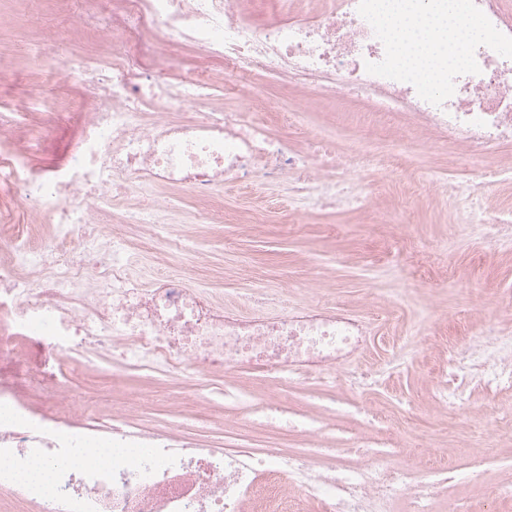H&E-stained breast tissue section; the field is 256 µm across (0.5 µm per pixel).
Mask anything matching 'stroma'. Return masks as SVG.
<instances>
[{
	"label": "stroma",
	"instance_id": "35a3bbf8",
	"mask_svg": "<svg viewBox=\"0 0 512 512\" xmlns=\"http://www.w3.org/2000/svg\"><path fill=\"white\" fill-rule=\"evenodd\" d=\"M73 8L72 0H41L35 23L27 18V0H0V60L9 64L0 75V111L25 113L33 96L54 91L78 95L74 85L46 86L37 55H14L17 44L37 45L44 27ZM216 101L251 113L295 150L324 129L336 131L343 153L354 138L398 147V155L365 168L361 190L368 207L301 211L289 202L287 184H228L219 196L223 222L167 227L193 254L187 266L203 286L227 295L287 287L298 307L347 311L371 322L367 343L337 365L331 381L311 368L284 380L239 367L225 374L217 396L204 378L79 372L77 394L89 405L117 410L134 398L144 402L131 419L141 428L178 427L206 448L302 452L319 469L335 468L329 449L355 441L387 459L401 448L419 483L449 471L433 512H512V391L467 389L465 409L456 410L434 387L454 346L491 325L512 332V249L458 225L442 190L448 180L472 179L480 167L512 161V144L477 162L452 164L441 138L421 143L399 116L371 123L372 104L346 96L319 102L304 125H292L296 91L256 74L221 88ZM80 136L77 121L62 119L23 145L35 165L50 168L66 161ZM23 358L21 369L7 359L0 368L15 371L21 388L54 386L56 359L42 341H26ZM379 364L386 370L372 389L349 385L355 371ZM271 405L289 428L260 426L262 410Z\"/></svg>",
	"mask_w": 512,
	"mask_h": 512
}]
</instances>
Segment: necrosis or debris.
<instances>
[{
	"instance_id": "4bbe7bcc",
	"label": "necrosis or debris",
	"mask_w": 512,
	"mask_h": 512,
	"mask_svg": "<svg viewBox=\"0 0 512 512\" xmlns=\"http://www.w3.org/2000/svg\"><path fill=\"white\" fill-rule=\"evenodd\" d=\"M75 2L62 32L46 31L41 55L50 83L84 89L69 104L83 119L76 149L54 168L29 166L16 147L14 113L0 112V186L18 204L0 209V359L20 360V343L39 336L62 369L52 391L35 398L0 381V492L34 512H242L249 498L261 512H295L308 501L320 512H394L403 497L408 512H430L435 485L415 484L401 461L365 452L357 465L324 474L303 455L203 448L176 429L130 426L135 401L102 418L75 394L73 374L120 367L220 378L244 365L333 366L369 334L351 314L288 309L272 288L238 294L252 311L245 318L181 268L141 267L122 228L173 223L163 188L187 189L198 200L194 224L217 222L210 203L225 184L258 178L294 181L305 205L338 208L371 160L372 145L352 159L323 137L306 153L292 151L246 113L209 106L215 81L263 71L292 85L300 92L293 123L316 100L356 94L375 104L376 117L411 114L458 153L487 155L512 143V58L478 47L479 73L456 77L453 95L436 106L410 83L367 72L385 48L359 0H332L304 17L295 0H266L271 22L256 18L255 0ZM88 34L98 50L76 51ZM186 50L218 75L171 79ZM511 178L512 164L449 182L459 222L511 236L512 220L480 205L483 185ZM32 213L45 215L50 234L27 222ZM450 366L458 380L511 388L512 338L488 330L460 346ZM88 448L111 449V461L86 462ZM34 463L50 472V488L18 480ZM272 472L287 474L295 499L268 481Z\"/></svg>"
}]
</instances>
